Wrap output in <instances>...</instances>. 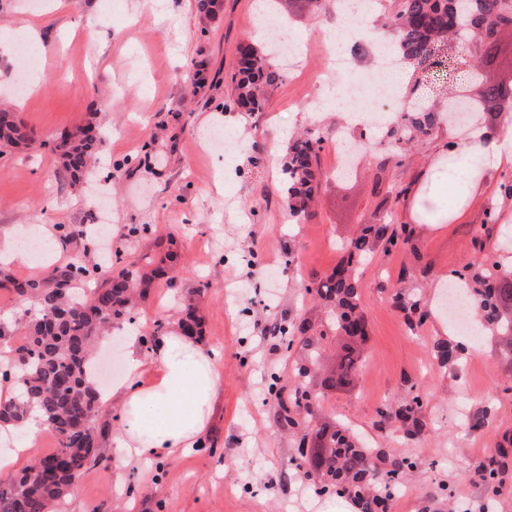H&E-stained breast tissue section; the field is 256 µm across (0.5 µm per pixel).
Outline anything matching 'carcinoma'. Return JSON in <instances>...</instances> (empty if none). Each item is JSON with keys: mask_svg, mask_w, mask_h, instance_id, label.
I'll return each mask as SVG.
<instances>
[{"mask_svg": "<svg viewBox=\"0 0 512 512\" xmlns=\"http://www.w3.org/2000/svg\"><path fill=\"white\" fill-rule=\"evenodd\" d=\"M383 28L394 36L402 62L413 69L410 94L434 69L443 65L437 50L448 37L466 40L479 34L488 40L498 27L512 25V0H388ZM240 67L231 81L233 106L245 112H261L282 82V74L254 44L237 48ZM470 77L480 84V97L487 106L512 104V84L488 83L474 69ZM446 119L433 106L417 97L411 111L388 130L396 143L415 144L432 135L435 126ZM35 140V132L17 113L0 110V155ZM101 142L100 129L89 122L61 133L52 151L61 159L71 182L83 183L93 172L91 162ZM322 137L314 132L292 140L282 163L284 189L290 218L297 224L309 215L315 202L319 173L317 158ZM410 230L402 224L391 227V215L378 224H366L345 246V255L326 276L311 274L307 292H315L332 305L330 319L334 333L352 341L367 339V323L357 288L359 269L369 260L373 247L383 241L394 247L408 239ZM176 269L165 270L149 257L125 261L120 257L105 268L88 267L77 257L65 268L46 278L18 281L0 271V288H13L23 300L34 303L37 315L30 318L25 334L28 346L11 353L9 363L0 364V374L12 376L13 396L0 400V423L20 425L35 415L56 439V447L39 457L18 474L0 477V512H53L69 488L75 485L88 463L107 457V428L98 426L103 407L99 390L88 383L87 369L93 365L91 348L97 337L112 325L126 320L136 299L145 297L160 275L175 278ZM473 304L480 310L484 326L503 337L512 347V317L503 310L512 307V270L497 261L484 260L477 267L460 270ZM197 299L189 297L178 321L186 334H199ZM309 327L301 323L281 325L278 332L285 348H291L296 334ZM337 379L345 382L359 373L360 357L350 349L337 361ZM276 421L301 435L298 452L307 443L308 420L297 416L281 397L276 396ZM312 397L304 383L297 384L294 406L311 414ZM420 400L415 397L391 410L403 424H417ZM369 449L343 426L327 432V442L314 452L309 467L323 482L319 491L343 487L364 512H389L392 492L399 486L398 469L412 463L400 461L386 472V483L366 478Z\"/></svg>", "mask_w": 512, "mask_h": 512, "instance_id": "cac0c4a2", "label": "carcinoma"}]
</instances>
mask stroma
Here are the masks:
<instances>
[{
    "label": "stroma",
    "instance_id": "1",
    "mask_svg": "<svg viewBox=\"0 0 512 512\" xmlns=\"http://www.w3.org/2000/svg\"><path fill=\"white\" fill-rule=\"evenodd\" d=\"M263 0H221L215 16L197 0H173V15L156 14L153 0H0V24L10 28L0 48V106H10L34 129L36 142L0 155V236L30 229L29 255L9 262L16 280L45 277L73 256L98 257L101 247L128 259L173 252L180 277L158 282L136 311L135 328L157 337L171 327L179 302L198 291L201 343L215 349L223 374L209 428L195 448L150 468L120 467L117 457L90 463L67 498L66 512H361L347 495L316 494L298 439L275 422L272 376L295 386L311 351L328 362L336 351L322 330L329 313L304 288L310 274L331 272L342 246L360 225L391 213L412 226L408 241L377 245L358 283L368 323L363 369L354 385L327 389L320 378L308 388L319 402L311 428L324 421L349 426L366 447L378 449L382 469L411 459L391 512H512V359L497 337L484 332L477 346L439 363L437 343H456L448 323V274L491 252L512 267V197L500 185L512 165L486 171L455 220L419 224L414 205L427 214L447 208L440 194L415 200L421 176L431 174L439 151L467 136L453 122L409 148L377 130L363 161L336 171V132L362 129L337 105L311 110L328 62L320 37L335 0H279L291 21L303 63L283 80L265 109L248 113L230 104L237 46H264L259 19ZM40 28L39 80L25 95L14 89L24 62L17 44L27 26ZM493 59L476 62L471 51L449 43L452 72L431 75L423 91L443 106L449 93L470 85V67L485 79L512 82V29L499 33ZM206 82L197 96L184 85L196 64ZM94 121L102 132L103 163L89 185H72L51 140L65 129ZM222 129L233 154L210 149L206 133ZM314 130L323 139L316 205L300 224L290 223L281 159L291 138ZM105 199L107 241L86 235L64 248L50 235L99 223ZM499 223L485 231L486 209ZM417 297L426 312L410 323L398 297ZM310 324L312 349H285L274 326ZM420 397V429L382 410ZM496 472L488 483L483 469Z\"/></svg>",
    "mask_w": 512,
    "mask_h": 512
}]
</instances>
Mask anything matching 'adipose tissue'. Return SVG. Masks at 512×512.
Returning a JSON list of instances; mask_svg holds the SVG:
<instances>
[{"mask_svg": "<svg viewBox=\"0 0 512 512\" xmlns=\"http://www.w3.org/2000/svg\"><path fill=\"white\" fill-rule=\"evenodd\" d=\"M491 150L476 154L464 146L442 154L445 176L467 193L485 166L512 163V114L491 132ZM126 374L103 394L121 428L112 440L125 462L173 458L196 445L218 401L222 382L214 350L170 328L151 353H143L135 333L126 337Z\"/></svg>", "mask_w": 512, "mask_h": 512, "instance_id": "1", "label": "adipose tissue"}]
</instances>
